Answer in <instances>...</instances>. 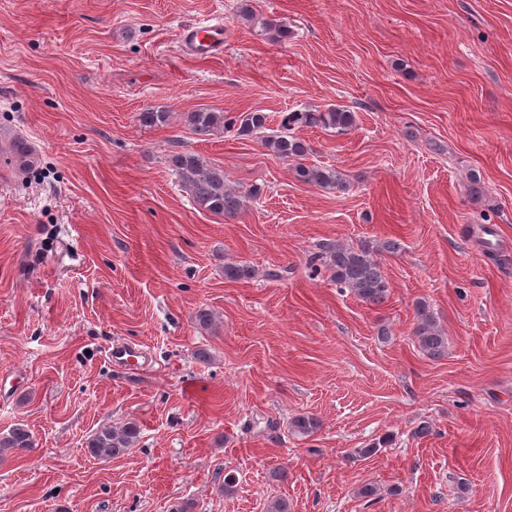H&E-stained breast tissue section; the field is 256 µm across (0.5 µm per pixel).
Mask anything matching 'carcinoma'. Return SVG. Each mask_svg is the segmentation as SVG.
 I'll list each match as a JSON object with an SVG mask.
<instances>
[{"label":"carcinoma","instance_id":"cac0c4a2","mask_svg":"<svg viewBox=\"0 0 512 512\" xmlns=\"http://www.w3.org/2000/svg\"><path fill=\"white\" fill-rule=\"evenodd\" d=\"M168 119L169 113L164 110L147 109L138 116L140 124L147 127L164 125ZM184 119L192 131L202 137L232 129L239 136H263L262 142L272 155L294 162L295 176L305 184L336 190H344L348 186L347 178L340 171L303 163L308 145L295 132V129L304 126L334 129L340 133L350 130L355 124V115L344 106L331 107L325 111L287 112L281 116L279 130L269 135L266 134L269 117L260 111L243 112L231 118L222 112L197 109L184 113ZM9 150L20 170L36 162L34 151L22 137L12 140ZM171 165L180 185L198 209L216 216L233 217L243 208L245 197L225 184L223 168L207 162L192 151L174 154ZM398 248L399 243L395 240L376 246L369 243L353 246L336 241L322 245L319 259L337 284L348 289L360 301L379 305L388 298L390 286L375 253L379 250L394 252ZM252 276L253 269L247 263L224 266V278L227 280L242 281ZM415 318L414 336L419 350L431 358L447 355V334L426 301L415 303ZM319 428L320 421L316 417L299 414L290 420L288 431L293 436L309 437ZM140 435V424L134 419H128L119 426L102 427L88 437L85 452L96 460L110 461L127 454L138 443ZM34 447L31 431L24 424L18 423L8 431L0 432V463Z\"/></svg>","mask_w":512,"mask_h":512}]
</instances>
